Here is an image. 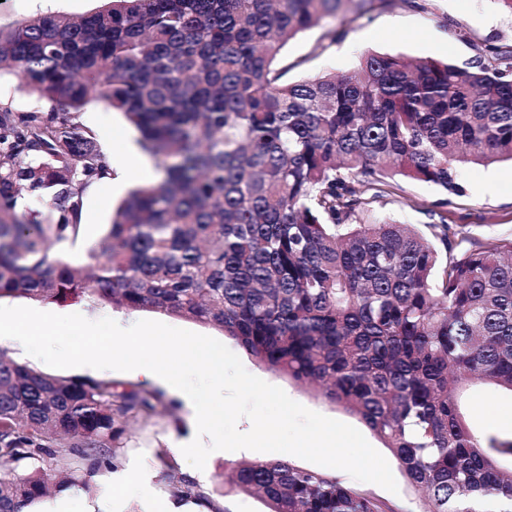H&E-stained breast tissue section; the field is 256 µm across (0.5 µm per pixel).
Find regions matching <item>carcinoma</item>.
<instances>
[{
    "mask_svg": "<svg viewBox=\"0 0 512 512\" xmlns=\"http://www.w3.org/2000/svg\"><path fill=\"white\" fill-rule=\"evenodd\" d=\"M390 0H107L72 18L0 27V75L47 111L0 106V298L80 297L210 325L267 370L357 415L422 512H512V439L466 425L459 391H512V239L470 242L446 218L442 247L372 205L396 175L463 192L459 165L512 161V45L459 66L366 52L347 74L285 81L299 33ZM124 115L165 172L131 189L83 265L67 260L82 194L106 167L73 114L90 94ZM48 198L42 222L16 213ZM162 395L59 378L0 352V512L113 466L122 419ZM46 465L22 477L10 464ZM230 481L268 512H394L336 476L285 460L235 463ZM174 495L221 512L183 480Z\"/></svg>",
    "mask_w": 512,
    "mask_h": 512,
    "instance_id": "1",
    "label": "carcinoma"
}]
</instances>
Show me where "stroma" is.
Here are the masks:
<instances>
[{"instance_id": "35a3bbf8", "label": "stroma", "mask_w": 512, "mask_h": 512, "mask_svg": "<svg viewBox=\"0 0 512 512\" xmlns=\"http://www.w3.org/2000/svg\"><path fill=\"white\" fill-rule=\"evenodd\" d=\"M418 7L395 0L393 5L373 11L371 20L358 19L344 24L345 34L324 52L316 47L324 40V27H314L285 46L283 55L290 69L287 80L296 81L328 71L339 74L352 70L361 54L366 51L402 54L409 57H431L447 60L457 65L471 62L477 49L491 41L512 44V14L502 11L494 0H418ZM104 0H0V25L37 14L60 13L80 17L102 7ZM76 121L95 138L105 155L134 147L139 135L129 127L121 113L112 111L96 98H89ZM466 192L453 197L447 207L449 224L467 225L472 238L478 241L488 237L512 235V163L499 162L489 166L467 165L460 171ZM126 186L115 187L108 183L88 186L83 193V209L94 216L92 224L83 228L81 239L71 260L83 264L88 249L106 233L111 222L112 210L126 194ZM439 187L395 177L383 199L376 202L379 216L389 217L405 224H413L420 231L437 223L433 204L441 198ZM0 304L8 307L31 306L34 309L57 314L78 313L95 321L109 317L121 326L128 327L148 319L167 325L207 335L223 341L241 360L251 374L269 384L283 389L294 401L329 418L362 430L367 441L382 455L390 450L372 430L341 406L331 404L314 391L283 375H276L259 365L231 338L209 326L171 317L152 311H127L93 304L84 299L64 302H33L23 297H4ZM0 349L15 361L60 378L89 377L111 381L116 393L141 390L145 381L128 372L96 370L88 367L57 369L27 354L15 342L0 344ZM462 407L466 423L477 436L512 438V393L488 386H472L462 394ZM193 432L188 413L180 401L164 397L154 413L130 420L120 448L114 451L113 469H102L89 480L88 486L70 488V512H161L163 505L173 504L175 480L188 478L190 470L200 468L205 478L198 487L221 512H266L265 502L258 496L241 492L233 485L220 481V472L240 461H256L260 452L238 450L225 452L213 460L189 459L180 456L178 446ZM171 457L176 463L173 472L163 469L162 457ZM143 464L151 475L146 493L126 489L113 491L104 497L103 491L111 483L113 471L126 469L130 463ZM397 492L373 484L362 483L361 488L386 502L395 512H420L423 506L421 491L413 487L400 468H393Z\"/></svg>"}]
</instances>
